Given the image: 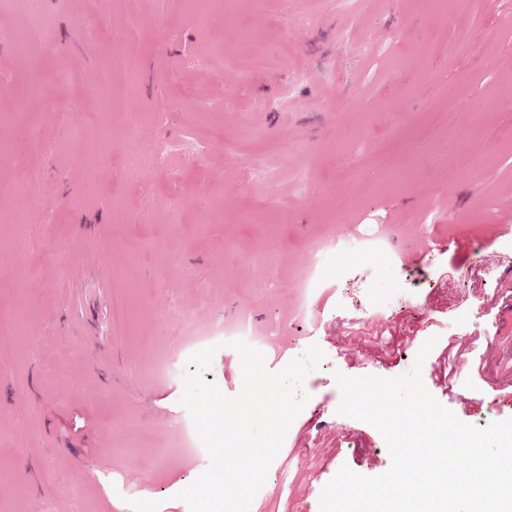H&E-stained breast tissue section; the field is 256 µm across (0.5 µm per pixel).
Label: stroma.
Returning <instances> with one entry per match:
<instances>
[{"label": "stroma", "instance_id": "obj_1", "mask_svg": "<svg viewBox=\"0 0 512 512\" xmlns=\"http://www.w3.org/2000/svg\"><path fill=\"white\" fill-rule=\"evenodd\" d=\"M49 2L33 46L16 38L30 25L27 0H0V143L27 136L23 116L36 114L43 184L28 193L0 162V185L15 187L0 195V254L20 255L0 271V512H189L176 495L205 460L182 446V377L152 368L241 316L266 337L269 371L313 344L325 354L250 512H319L342 466L385 473L380 432L338 414L335 375H401L428 339L427 389L443 378L448 341L476 337L469 352L486 372L460 380L471 398L461 419L512 418V319L500 315L512 302L502 279L512 238L496 230L512 208V26L500 23L512 0H469L444 19L420 0H356L348 16L336 0L249 12L208 0L204 16L177 0H95L93 26L82 0ZM295 11L311 25L295 28ZM114 52L136 80L109 73ZM401 58L409 65L395 70ZM38 59L50 63L48 98L19 92ZM296 66L308 78L279 100ZM273 98L276 109L251 106ZM203 99L240 108L201 112ZM190 131L211 143L205 164L183 145L166 166L122 178V156ZM336 235L448 246L409 266L378 253L334 270L299 316L308 254ZM43 240L54 251L39 250ZM384 292L396 302L392 347L345 354L354 319ZM204 378L238 394V354L218 350Z\"/></svg>", "mask_w": 512, "mask_h": 512}]
</instances>
